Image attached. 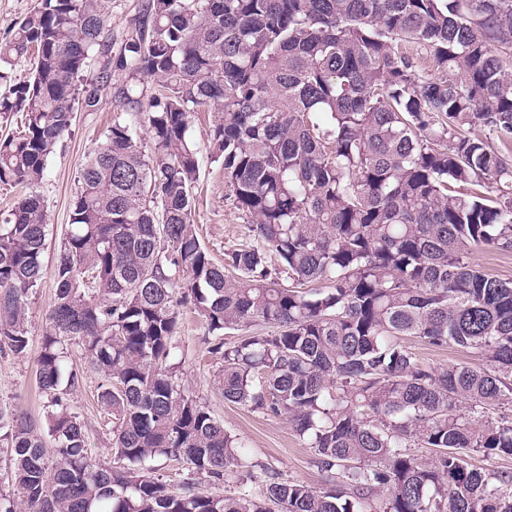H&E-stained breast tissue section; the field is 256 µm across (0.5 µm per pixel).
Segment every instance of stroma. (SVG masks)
I'll return each instance as SVG.
<instances>
[{"label": "stroma", "mask_w": 512, "mask_h": 512, "mask_svg": "<svg viewBox=\"0 0 512 512\" xmlns=\"http://www.w3.org/2000/svg\"><path fill=\"white\" fill-rule=\"evenodd\" d=\"M115 114L111 100H104L98 111L75 114L65 134L46 163V170L37 190L47 211L49 236L44 255L46 267H53L69 228L72 201L79 189L78 169L88 151L111 125ZM214 117L209 112L196 113L192 119V135L200 150V178L194 190L192 219L198 227L199 240L215 261H223L224 252L248 245L253 234L245 216L235 210L228 198L224 170L211 159L208 134ZM55 286L52 276H45L26 307L28 349L18 355L0 350V409L22 413L38 427H46L51 397L42 393L36 379V358L48 327V314L53 305ZM401 342L425 366L440 368L452 363L476 364L480 358L451 347L435 348L420 339L405 336ZM175 380L187 393L205 405L225 430L241 441L243 455L256 468H270L283 478L300 481L313 488H325L324 476L312 463L314 451L299 437L286 418L272 417L252 408L226 401L218 382L223 360L211 353L204 341V329L189 306L180 309V330L172 357ZM69 364L81 374L79 385L72 388L67 400L79 417L93 459L112 462V414L101 407L98 388L102 375L86 362L78 345H71ZM151 466L173 491L183 483H196L198 489L212 495H231L238 487L235 477L220 485L198 475L188 464L158 459Z\"/></svg>", "instance_id": "1"}]
</instances>
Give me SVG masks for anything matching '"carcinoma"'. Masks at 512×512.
Masks as SVG:
<instances>
[{
    "label": "carcinoma",
    "mask_w": 512,
    "mask_h": 512,
    "mask_svg": "<svg viewBox=\"0 0 512 512\" xmlns=\"http://www.w3.org/2000/svg\"><path fill=\"white\" fill-rule=\"evenodd\" d=\"M27 59L0 97V115L25 114L0 141V183L24 189L0 224V344L16 354L45 276L35 186L75 111L116 107L52 270L36 361L52 456L27 416L0 411L28 512H512V473L469 462L512 456V418L491 416L512 407V279L473 260L512 252V0H142L119 31L109 0H39L0 39V78ZM201 109L232 206L254 219L222 264L191 223ZM186 303L223 359L224 399L288 416L326 488L256 475L183 393L166 361ZM403 336L485 363L427 368ZM71 343L106 378L108 466L65 399ZM159 458L259 491L175 492L143 469Z\"/></svg>",
    "instance_id": "cac0c4a2"
}]
</instances>
